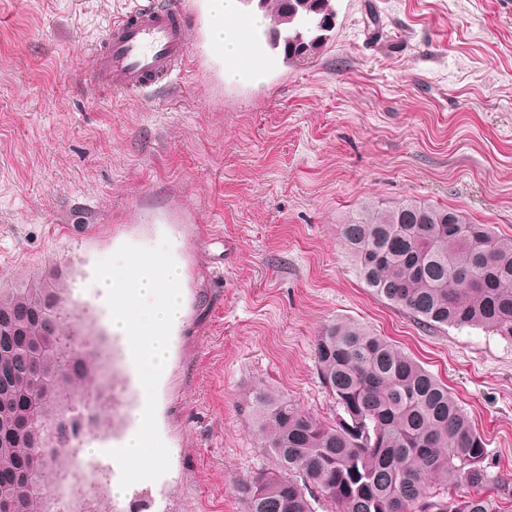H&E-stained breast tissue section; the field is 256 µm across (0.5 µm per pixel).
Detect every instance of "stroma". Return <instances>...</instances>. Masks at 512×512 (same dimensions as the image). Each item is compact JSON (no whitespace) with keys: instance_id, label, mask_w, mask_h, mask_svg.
I'll list each match as a JSON object with an SVG mask.
<instances>
[{"instance_id":"1","label":"stroma","mask_w":512,"mask_h":512,"mask_svg":"<svg viewBox=\"0 0 512 512\" xmlns=\"http://www.w3.org/2000/svg\"><path fill=\"white\" fill-rule=\"evenodd\" d=\"M133 0H0V288L51 274L78 329L110 357L111 424L74 455L90 467L46 507L242 512L236 478L271 464L245 404L257 388L340 416L314 340L349 319L447 382L489 450L512 512V340L431 329L374 297L340 247L363 203L445 205L512 238V0H334L312 62L260 45L261 83L226 81L204 0L176 79L143 98L92 83L85 50ZM169 238L185 313L157 390L168 473L113 490L108 452L146 400L94 280L130 243Z\"/></svg>"}]
</instances>
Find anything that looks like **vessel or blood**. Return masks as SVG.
Segmentation results:
<instances>
[{"label":"vessel or blood","instance_id":"obj_1","mask_svg":"<svg viewBox=\"0 0 512 512\" xmlns=\"http://www.w3.org/2000/svg\"><path fill=\"white\" fill-rule=\"evenodd\" d=\"M188 21L182 0H140L92 48L94 83L146 96L171 81L186 56Z\"/></svg>","mask_w":512,"mask_h":512}]
</instances>
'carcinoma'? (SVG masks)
Returning <instances> with one entry per match:
<instances>
[{"mask_svg":"<svg viewBox=\"0 0 512 512\" xmlns=\"http://www.w3.org/2000/svg\"><path fill=\"white\" fill-rule=\"evenodd\" d=\"M267 46L290 61L321 53L336 15L333 0H257ZM358 277L381 300L425 327H480L512 339V238L465 214L404 201L360 208L340 225ZM66 300L51 277L0 288V512H44L60 453L97 427L89 411L104 352L53 318ZM21 328L24 335H14ZM320 379L343 411L332 422L262 390L249 413L272 469L237 479L244 512H500L491 494L486 443L432 373L385 338L349 320L315 339ZM89 415L85 428L73 412ZM35 431L46 417L62 427L49 444L21 438L16 416ZM443 482V494L429 492ZM468 493H454L457 485Z\"/></svg>","mask_w":512,"mask_h":512,"instance_id":"cac0c4a2","label":"carcinoma"}]
</instances>
